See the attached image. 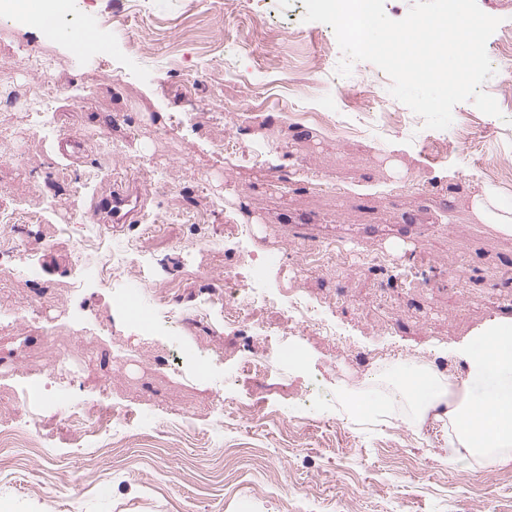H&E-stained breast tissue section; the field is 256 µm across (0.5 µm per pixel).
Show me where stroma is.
<instances>
[{
    "label": "stroma",
    "instance_id": "stroma-1",
    "mask_svg": "<svg viewBox=\"0 0 512 512\" xmlns=\"http://www.w3.org/2000/svg\"><path fill=\"white\" fill-rule=\"evenodd\" d=\"M302 0H72L63 28H89L102 50L79 57L64 36L0 14V209L35 212L19 225L22 253L0 266V431L24 417L14 371L48 362L55 343L94 361L95 383L43 386L29 374L50 420L27 448L0 446V512H512V461L492 469L446 460L448 426L416 436L403 409L350 417L351 348L393 362L413 357L463 372L454 346L498 317H512V237L470 218L478 184L512 205V100L504 71L482 86L500 116L472 101L453 109L461 135L439 160L420 149L412 127L339 137L331 128L348 80L378 74L353 63L350 76L330 26L304 19ZM55 64L54 125L38 131L18 100L37 93L26 54ZM235 100L225 111V99ZM320 119L305 120L307 108ZM190 120L173 125L174 115ZM240 150H224L225 137ZM270 153L254 170L244 152ZM83 175L84 208L112 184L151 188L144 224L103 227L98 250L77 263L74 243L88 224L70 221L67 177ZM200 185L193 200L182 189ZM192 204L207 221L185 224ZM67 234H60V226ZM340 241L344 262L300 272L308 250ZM132 242L156 285L172 291L182 323L143 335L112 309V290L91 277L112 247ZM378 255L381 268L356 265ZM285 276L312 298L346 337L296 334L309 353L304 371L287 361L253 375L262 408L252 419L217 414L218 385L231 384L240 357H261L259 340L190 314L225 267ZM59 299L50 321L33 324L38 293ZM133 410L136 423L94 454L79 447L73 404L98 396Z\"/></svg>",
    "mask_w": 512,
    "mask_h": 512
}]
</instances>
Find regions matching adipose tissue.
<instances>
[{
  "label": "adipose tissue",
  "instance_id": "ef3b65f1",
  "mask_svg": "<svg viewBox=\"0 0 512 512\" xmlns=\"http://www.w3.org/2000/svg\"><path fill=\"white\" fill-rule=\"evenodd\" d=\"M474 220L512 236V206L482 187L471 199ZM466 371L450 379L410 358L396 373L380 370L372 385L393 380L392 399L408 407L407 424L423 431L448 424V459H472L487 468L512 461V317L498 318L465 338L457 350Z\"/></svg>",
  "mask_w": 512,
  "mask_h": 512
}]
</instances>
